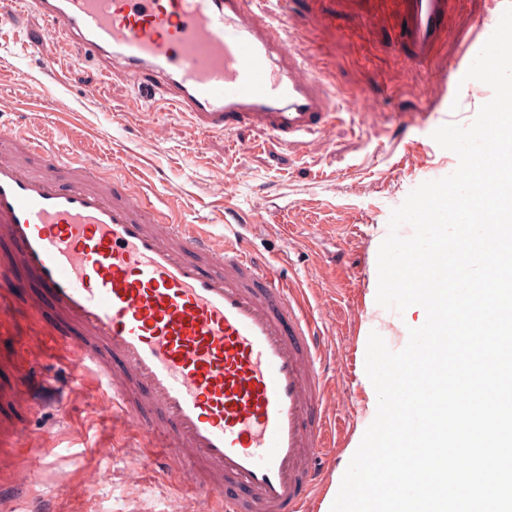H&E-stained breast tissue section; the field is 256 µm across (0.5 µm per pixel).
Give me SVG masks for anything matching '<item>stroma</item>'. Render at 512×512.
<instances>
[{
  "label": "stroma",
  "mask_w": 512,
  "mask_h": 512,
  "mask_svg": "<svg viewBox=\"0 0 512 512\" xmlns=\"http://www.w3.org/2000/svg\"><path fill=\"white\" fill-rule=\"evenodd\" d=\"M302 48L324 56V77L343 113L329 139L288 151L262 132L243 128L230 136L200 137L189 119L157 101L133 106V90L123 80L101 85L97 65L75 61L65 38L44 33L42 18L17 12L0 25V126L28 137L49 135L65 125L70 139L91 144L82 161L90 167L127 158L138 170L139 186L176 198V215L187 224H207L220 233L225 223L246 225L254 251L280 248L291 259V274L309 298L334 301L325 328L329 350L348 353L366 347L378 333L389 348L402 343L403 316L379 306L377 256L389 234V219L421 183L446 177L457 156L432 138L435 122L423 120L432 90L401 62L398 47L384 29L365 27L351 13L337 10L332 28L299 24ZM102 86L107 107L88 96ZM50 103L38 100L42 88ZM376 101L379 113L367 118L345 111L347 99ZM163 126L164 146L139 134L142 124ZM234 174L232 195L218 178ZM322 227L321 236L310 233ZM322 268L326 279L314 271ZM22 291L5 289L0 299L15 311L0 327V386H10L22 364L21 348L32 327L56 331L50 313H32ZM365 302L364 319L353 315ZM64 357L49 368L57 381L48 388L37 414L20 412L0 401V420L20 429L25 459L34 479L25 489L0 497V512H203L195 493L161 469L148 464L143 439L115 433L99 417L103 394L95 380L68 390ZM339 395L354 411H341L337 443L325 459L329 476L348 466L346 447L363 420L365 395L359 376L341 383ZM113 449L104 460L99 446ZM95 471L107 474L104 486L89 484Z\"/></svg>",
  "instance_id": "obj_1"
}]
</instances>
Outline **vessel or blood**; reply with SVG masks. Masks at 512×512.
I'll return each instance as SVG.
<instances>
[{"label": "vessel or blood", "instance_id": "1", "mask_svg": "<svg viewBox=\"0 0 512 512\" xmlns=\"http://www.w3.org/2000/svg\"><path fill=\"white\" fill-rule=\"evenodd\" d=\"M336 2L397 30L434 101L452 110L469 95V55L438 60L455 0ZM470 2L471 44L512 5ZM21 8L106 80L159 93L199 135L249 127L292 149L334 126L322 60L299 48L288 0H0L1 14ZM4 143L14 149L0 154V274L35 284L60 330L33 328L27 363L0 398L40 403L42 367L66 349L72 387L95 372L106 393L98 413L165 448L159 467L207 512H316L341 402L325 373L329 300L311 304L281 255L257 258L234 225L217 236L165 217L136 190L135 168L119 178L81 165L84 143L62 155L11 131ZM20 441L0 423V466L17 488L31 479Z\"/></svg>", "mask_w": 512, "mask_h": 512}]
</instances>
